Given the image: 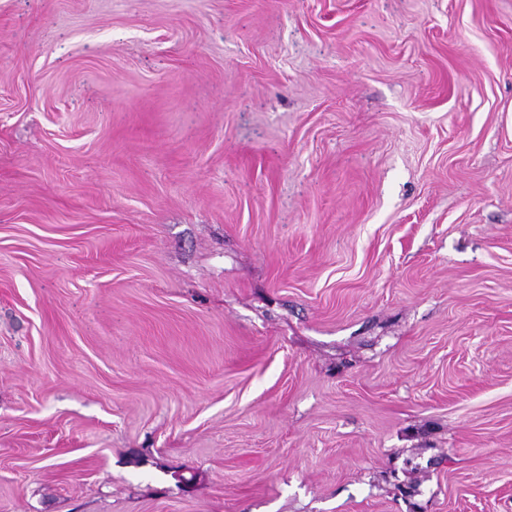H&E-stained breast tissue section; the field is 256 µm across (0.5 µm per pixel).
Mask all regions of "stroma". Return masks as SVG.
<instances>
[{"mask_svg":"<svg viewBox=\"0 0 512 512\" xmlns=\"http://www.w3.org/2000/svg\"><path fill=\"white\" fill-rule=\"evenodd\" d=\"M0 512H512V0H0Z\"/></svg>","mask_w":512,"mask_h":512,"instance_id":"stroma-1","label":"stroma"}]
</instances>
